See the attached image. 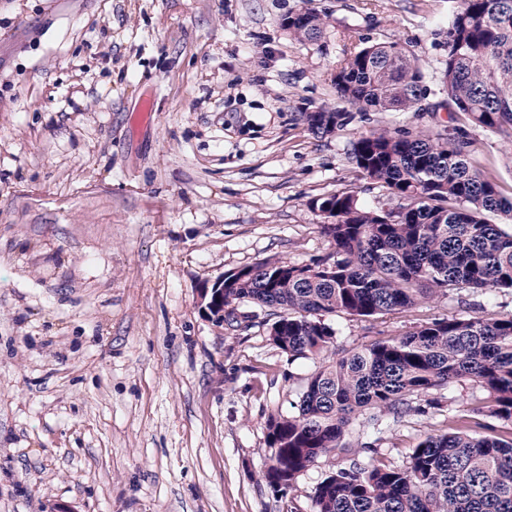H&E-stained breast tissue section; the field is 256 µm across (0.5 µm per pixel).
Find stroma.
<instances>
[{"mask_svg":"<svg viewBox=\"0 0 512 512\" xmlns=\"http://www.w3.org/2000/svg\"><path fill=\"white\" fill-rule=\"evenodd\" d=\"M457 0H0V512H312L347 457L280 494L261 478L266 420L294 413L312 361L269 340L268 309L233 325L201 284L332 253L313 198L395 202L349 160L383 128L448 129L439 112H366L323 138L302 113L337 105L344 49L402 40L438 67ZM329 15L315 43L288 14ZM151 101L153 118L135 113ZM469 159L512 195V145L461 122ZM512 314V290H451L408 310L333 319L343 350L435 318ZM387 426L403 465L443 410Z\"/></svg>","mask_w":512,"mask_h":512,"instance_id":"35a3bbf8","label":"stroma"}]
</instances>
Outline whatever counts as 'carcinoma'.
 Returning a JSON list of instances; mask_svg holds the SVG:
<instances>
[{"mask_svg":"<svg viewBox=\"0 0 512 512\" xmlns=\"http://www.w3.org/2000/svg\"><path fill=\"white\" fill-rule=\"evenodd\" d=\"M330 19L311 11L288 15L297 41H318ZM447 53L436 75L447 99L426 103V74L400 41L349 49L336 62V95L358 112L460 114L512 142V0H458L448 20ZM322 138L352 113L304 112ZM469 143L451 134L412 135L381 129L360 136L351 162L401 201L368 209L352 192L317 198L334 223L323 225L335 252L308 264L269 258L229 275L220 307L249 302L276 311L269 340L295 359L317 363L297 413L269 415L270 456L261 478L285 493L321 457L349 451L345 432L356 420L382 431L390 420L440 406L429 398L450 382L484 392L468 419L448 418L402 467L379 458L352 462L316 487L313 512H512V434L481 435L477 416L512 423V314L435 319L402 336L336 351L337 331L324 316L374 317L404 310L453 288L512 290V233L489 221L512 214V197L474 169Z\"/></svg>","mask_w":512,"mask_h":512,"instance_id":"carcinoma-1","label":"carcinoma"}]
</instances>
